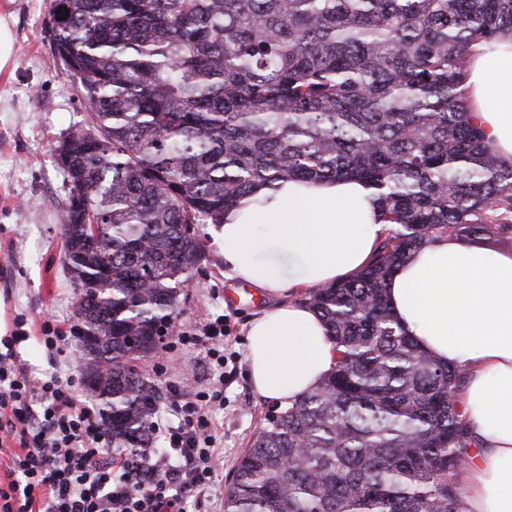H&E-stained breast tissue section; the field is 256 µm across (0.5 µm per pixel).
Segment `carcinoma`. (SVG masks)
<instances>
[{
  "mask_svg": "<svg viewBox=\"0 0 512 512\" xmlns=\"http://www.w3.org/2000/svg\"><path fill=\"white\" fill-rule=\"evenodd\" d=\"M91 116L55 148L73 194L63 264L86 390L114 448H151L141 371L222 224L263 184L357 179L389 224L356 277L301 301L332 373L266 417L224 512H459L460 374L398 324L387 282L442 235L512 243V162L467 102L474 48L512 44V0H49Z\"/></svg>",
  "mask_w": 512,
  "mask_h": 512,
  "instance_id": "carcinoma-1",
  "label": "carcinoma"
}]
</instances>
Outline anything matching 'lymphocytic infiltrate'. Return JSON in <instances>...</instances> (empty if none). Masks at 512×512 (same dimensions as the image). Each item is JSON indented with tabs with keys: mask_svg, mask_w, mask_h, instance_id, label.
I'll return each mask as SVG.
<instances>
[{
	"mask_svg": "<svg viewBox=\"0 0 512 512\" xmlns=\"http://www.w3.org/2000/svg\"><path fill=\"white\" fill-rule=\"evenodd\" d=\"M17 316L0 337V512H183L215 467L211 420L220 389L196 393L174 418L155 416L161 445L128 452L112 445L98 411L73 380L39 379L16 361L29 334Z\"/></svg>",
	"mask_w": 512,
	"mask_h": 512,
	"instance_id": "f902f5d3",
	"label": "lymphocytic infiltrate"
}]
</instances>
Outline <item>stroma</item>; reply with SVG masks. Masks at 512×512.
<instances>
[{"instance_id": "35a3bbf8", "label": "stroma", "mask_w": 512, "mask_h": 512, "mask_svg": "<svg viewBox=\"0 0 512 512\" xmlns=\"http://www.w3.org/2000/svg\"><path fill=\"white\" fill-rule=\"evenodd\" d=\"M0 13L9 14L14 37L11 65L0 73V336L10 334L16 314H24L34 337L20 347L23 366L37 378L71 376L80 387V367H66L63 354H49L36 336L46 316L76 321L74 288L62 263L72 189L53 148L70 127L87 124L89 114L54 53L48 0H0ZM195 232L206 258L193 270L175 330L199 336L200 342L161 351L144 367L164 394L163 411L183 401L187 389L210 388L218 371L201 338L216 318L227 321L224 359L233 375L224 381V406L213 415L216 470L204 496L186 505L188 512H224V490L273 406L253 390L246 361L247 322L267 301L229 305L224 293L233 283L220 262L224 245L210 225H196Z\"/></svg>"}]
</instances>
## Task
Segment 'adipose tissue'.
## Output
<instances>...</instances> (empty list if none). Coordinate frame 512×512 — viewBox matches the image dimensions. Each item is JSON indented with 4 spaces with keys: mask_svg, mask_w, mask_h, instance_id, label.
<instances>
[{
    "mask_svg": "<svg viewBox=\"0 0 512 512\" xmlns=\"http://www.w3.org/2000/svg\"><path fill=\"white\" fill-rule=\"evenodd\" d=\"M468 69L476 122L512 162V48L480 44ZM386 230L376 191L350 179L256 187L213 225L225 278L270 299L246 334L261 397L290 405L332 371L324 322L298 294L357 275ZM387 295L419 348L462 377L459 408L473 444L460 512H512V253L438 237L408 255Z\"/></svg>",
    "mask_w": 512,
    "mask_h": 512,
    "instance_id": "adipose-tissue-1",
    "label": "adipose tissue"
}]
</instances>
